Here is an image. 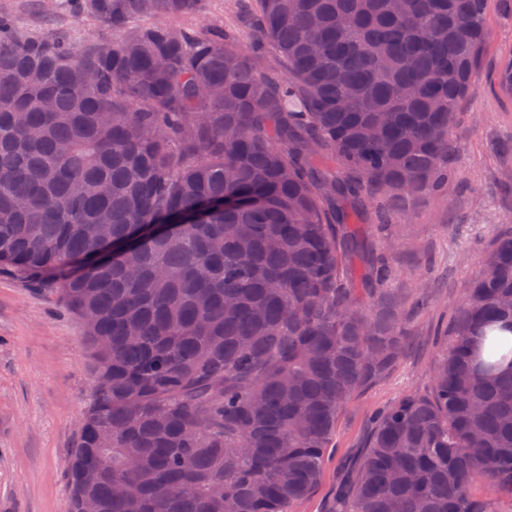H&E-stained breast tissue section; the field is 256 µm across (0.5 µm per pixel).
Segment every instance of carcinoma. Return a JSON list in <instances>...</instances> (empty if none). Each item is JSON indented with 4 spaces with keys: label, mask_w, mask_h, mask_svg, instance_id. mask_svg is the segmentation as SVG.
Returning <instances> with one entry per match:
<instances>
[{
    "label": "carcinoma",
    "mask_w": 512,
    "mask_h": 512,
    "mask_svg": "<svg viewBox=\"0 0 512 512\" xmlns=\"http://www.w3.org/2000/svg\"><path fill=\"white\" fill-rule=\"evenodd\" d=\"M256 2L248 49L185 27L197 0H70L83 40L0 14V271L95 361L71 512H294L405 354L386 250L417 247L371 221L447 188L487 0ZM478 266L430 394L377 417L329 512L512 500V224Z\"/></svg>",
    "instance_id": "cac0c4a2"
}]
</instances>
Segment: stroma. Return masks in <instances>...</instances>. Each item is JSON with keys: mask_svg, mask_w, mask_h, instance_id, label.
Masks as SVG:
<instances>
[{"mask_svg": "<svg viewBox=\"0 0 512 512\" xmlns=\"http://www.w3.org/2000/svg\"><path fill=\"white\" fill-rule=\"evenodd\" d=\"M0 12L38 31L93 37L94 21H75L66 0H0ZM252 0H201L188 19L195 29L224 28L242 46L256 38ZM492 39L474 75L475 93L461 105L462 126L453 158L455 177L442 197L419 196L407 215H391L379 240H410L398 252L393 287L429 303L411 324L404 358L341 417L317 487L295 512H325L336 485L359 459L371 416L404 394H427V369L442 343L435 328L449 314L500 225L512 220V100L495 84L512 58V14L491 0ZM93 361L78 320L55 297L0 273V512H70L66 464L93 388Z\"/></svg>", "mask_w": 512, "mask_h": 512, "instance_id": "1", "label": "stroma"}]
</instances>
